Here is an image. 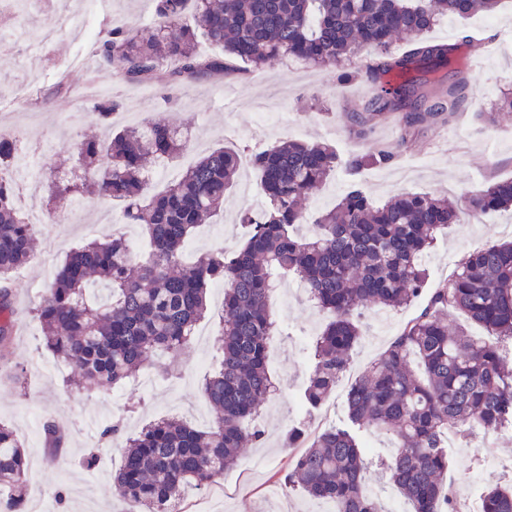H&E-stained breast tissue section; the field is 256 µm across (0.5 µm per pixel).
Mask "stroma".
Returning a JSON list of instances; mask_svg holds the SVG:
<instances>
[{
    "instance_id": "obj_1",
    "label": "stroma",
    "mask_w": 512,
    "mask_h": 512,
    "mask_svg": "<svg viewBox=\"0 0 512 512\" xmlns=\"http://www.w3.org/2000/svg\"><path fill=\"white\" fill-rule=\"evenodd\" d=\"M77 11L87 13L89 34L58 33L45 42L44 31L54 5L30 0L20 21V35L0 40V100L11 101L0 109V130L19 139L50 140L53 147L38 166L42 176L56 167L74 163L76 145L84 136L99 133L84 65L92 52L94 34L108 26L123 24L149 27L154 14L146 0H78ZM427 41L455 45L448 69L435 73L415 70L414 76L429 89L463 78L468 102L461 112L446 119L424 121L411 131L414 147L399 146L405 130L399 116H379L366 129L355 127L352 108L368 99L373 86L367 80L340 85L334 67L311 68L291 60H277L246 75L217 73L197 84L171 90L156 83H128L112 78L106 90L119 94L122 114L169 115L204 148L225 145L242 156L283 140L324 141L338 156L335 171L322 189L306 203L307 214L332 208L350 188L358 186L373 205H383L392 195L429 192L461 201L489 184L512 178V114L495 112L502 92L512 89V0H502L495 13L478 14L466 20L444 18L425 35ZM279 93L286 103L288 123L263 127L256 115ZM398 144L396 158L387 165L351 169L352 155L363 154L379 143ZM251 165H244L239 181L225 194L220 216L201 225L192 238L202 251L215 250L214 239L223 236V249L233 252L243 242L247 228L239 216L251 203L242 195L243 182L256 181ZM69 204L54 205L49 218L37 228V249L61 263L72 248L88 241V225L94 236L110 238L111 224L104 214L121 216L118 205L90 196L78 219H71ZM512 238V210L464 215L450 225L422 258L427 270L426 291L446 284L463 256L485 245ZM52 281L39 260L17 269L10 292L16 332L8 358L0 359V422L11 426L27 454L26 496L44 492L49 512H127L116 495L113 476L121 463V438H103L104 427L123 419L125 433L137 432L153 419L177 416L205 427L197 416L205 397L201 381L220 367L223 343L215 333L219 287H212L209 316L201 325L211 332L203 347L188 346L180 355L181 375L159 376L153 366L142 376H153L150 387L139 379L84 391L65 385L68 365L46 349L41 328L32 314L42 289ZM281 334L273 346L277 353L268 362L277 390L264 405L261 423L263 447L248 448L236 466L226 469L220 480L223 498L211 512H323V501L299 493L281 491L273 497L269 485L279 486L295 448L286 443L288 429L304 425L306 432L340 425L347 416L346 394L361 373L378 359L402 327L418 313L421 301L398 309L368 307L360 321L362 339L351 364L326 403L316 411L302 400L313 365V346L325 318L318 313L298 277L281 279L273 301ZM43 373H36L34 363ZM54 424L62 445L48 447L45 424ZM490 453L474 459L473 451L457 445L448 454L447 483L458 500L468 493L483 492L499 484L505 465L512 463V429L487 439ZM95 453L96 463L85 467L83 458Z\"/></svg>"
}]
</instances>
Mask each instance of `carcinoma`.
I'll use <instances>...</instances> for the list:
<instances>
[{
  "label": "carcinoma",
  "instance_id": "1",
  "mask_svg": "<svg viewBox=\"0 0 512 512\" xmlns=\"http://www.w3.org/2000/svg\"><path fill=\"white\" fill-rule=\"evenodd\" d=\"M501 0H152L158 23L147 29L109 28L96 41L91 69L107 78L118 70L128 82L162 79L173 89L214 72L245 73L273 60L336 66L337 80L360 76L374 84L359 125L384 112H401L411 127L425 116L460 111L465 82L430 93L402 79L418 65L437 68L454 47L423 40L437 20L467 19L492 12ZM220 53L203 56L200 37ZM396 36L408 42L399 57L388 55ZM369 57L365 71L342 66L349 57ZM119 99L96 101L105 132L77 143L84 174L54 177L49 199L73 202L85 194L122 204L127 224L141 226L151 252L136 259L122 237L91 240L65 256L55 281L34 309L48 350L71 366L67 383L85 389L122 383L144 364L162 374L180 373L179 355L208 311L207 289L224 285L223 368L206 378L202 391L215 410L199 429L178 418H162L126 439L114 478L129 512H171L188 487L203 489L234 463L240 451L259 446L255 424L273 392L267 360L280 328L271 298L279 280L297 275L327 324L316 341L313 368L303 390L318 408L347 370L361 340L358 317L371 305L396 307L422 290L421 257L442 227L461 214L512 207V179L471 195L465 207L429 192H401L375 207L356 188L330 210L316 215L312 230L302 203L336 168V151L318 142H279L250 157L266 199L260 212L245 211L251 226L233 253L204 254L181 261L196 228L215 217L224 193L236 182L238 151L217 146L160 191L151 189L147 165L180 157L190 138L174 121L115 128ZM395 152L378 146L350 158L357 170L383 165ZM16 140L0 135V172L14 168ZM17 189L0 175V284L35 255V228L17 208ZM454 308L499 338L479 343L448 328ZM13 304L0 289V344L13 333ZM512 341V241L467 253L455 276L435 290L426 307L406 324L346 396L347 421L314 435L284 476L292 492L325 500L334 512H383L364 487L366 454L359 432L392 437L396 453L383 461L389 483L413 512H464L446 489L448 453L442 436L459 425L485 433L512 426V369L500 342ZM22 446L0 423V494L23 510L26 479ZM482 512H512V490L489 488Z\"/></svg>",
  "mask_w": 512,
  "mask_h": 512
}]
</instances>
